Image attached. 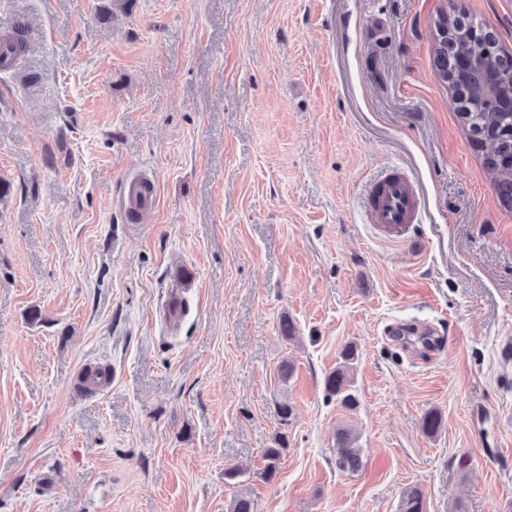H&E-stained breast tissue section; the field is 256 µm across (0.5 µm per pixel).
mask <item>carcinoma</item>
Returning a JSON list of instances; mask_svg holds the SVG:
<instances>
[{
	"label": "carcinoma",
	"instance_id": "cac0c4a2",
	"mask_svg": "<svg viewBox=\"0 0 512 512\" xmlns=\"http://www.w3.org/2000/svg\"><path fill=\"white\" fill-rule=\"evenodd\" d=\"M448 46L451 52L438 51L437 65L441 77L459 92L458 115L473 140L486 150L485 166L494 174L495 185L502 204L512 208V62L507 56L487 50V38L475 35L474 27L456 16L448 17ZM463 57L489 72L491 83L472 80L448 60V55ZM356 350L348 346L342 352V363L326 375L325 390L337 397L349 409L357 404L351 393V365ZM286 448L285 438L275 439V447L265 450V467L260 477L267 483L277 475V462ZM361 463L360 450L346 430L337 434L336 466L342 471H355ZM421 491H407L399 503V512H424Z\"/></svg>",
	"mask_w": 512,
	"mask_h": 512
}]
</instances>
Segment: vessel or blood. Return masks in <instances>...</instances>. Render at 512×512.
<instances>
[{
    "instance_id": "obj_1",
    "label": "vessel or blood",
    "mask_w": 512,
    "mask_h": 512,
    "mask_svg": "<svg viewBox=\"0 0 512 512\" xmlns=\"http://www.w3.org/2000/svg\"><path fill=\"white\" fill-rule=\"evenodd\" d=\"M157 203L155 179L142 174L130 175L124 186L123 204L129 215L153 210ZM367 223L391 239L405 237L422 221L421 199L415 182L399 170H392L374 184L365 200Z\"/></svg>"
}]
</instances>
